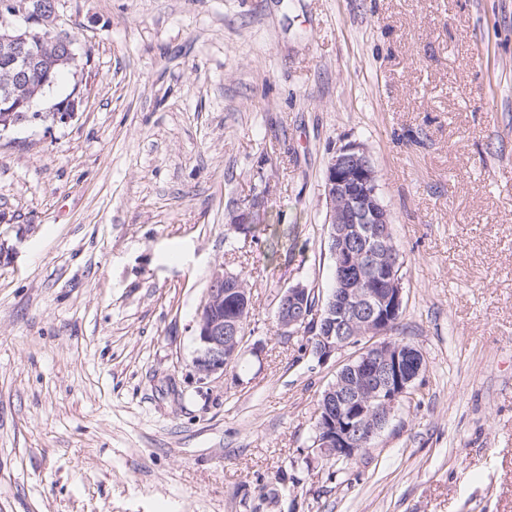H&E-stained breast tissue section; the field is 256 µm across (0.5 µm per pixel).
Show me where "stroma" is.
<instances>
[{
    "mask_svg": "<svg viewBox=\"0 0 512 512\" xmlns=\"http://www.w3.org/2000/svg\"><path fill=\"white\" fill-rule=\"evenodd\" d=\"M65 124L0 134V512H512V0H58ZM363 144L423 356L350 469L313 449L356 354L278 335L328 293L323 185ZM267 192L256 237L227 209ZM253 311L200 380L213 269Z\"/></svg>",
    "mask_w": 512,
    "mask_h": 512,
    "instance_id": "stroma-1",
    "label": "stroma"
}]
</instances>
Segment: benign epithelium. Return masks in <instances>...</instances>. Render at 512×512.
<instances>
[{"instance_id":"7a95c632","label":"benign epithelium","mask_w":512,"mask_h":512,"mask_svg":"<svg viewBox=\"0 0 512 512\" xmlns=\"http://www.w3.org/2000/svg\"><path fill=\"white\" fill-rule=\"evenodd\" d=\"M14 17L50 32L58 17L57 5L46 8L30 0H0V59L6 61L3 69L8 75L0 83L5 90L0 134L36 120L69 122L83 103L80 93L75 91L39 110L28 95L11 87L29 72L40 74L42 85L53 83L55 66L76 61L73 40L61 34L36 37L28 30H18L11 22ZM324 194L330 251L337 267L346 270L355 264L358 249L375 250L378 225L389 223L378 193L377 174L363 145L350 143L333 152L326 167ZM266 204L267 192L255 193L227 211L226 223L246 234L249 225L262 223ZM375 278L378 287L366 292L353 284L326 297L300 283L283 289L276 308L278 335L290 337L312 329L308 346L318 358L327 360L361 338L390 334L403 306L401 269L384 266L377 269ZM247 296L248 289L239 277L222 265L213 270L196 321L200 349L194 367L199 380L224 374V368L237 358L244 342L241 324L224 316V308L238 307L247 302ZM421 371L422 361L415 349L395 347L386 339L365 346L339 371L342 378H354L348 391L338 400L336 388L331 386L320 402L316 453L324 459L355 457L361 449L351 447L352 439L361 434L363 443L373 441L395 407L416 391Z\"/></svg>"}]
</instances>
